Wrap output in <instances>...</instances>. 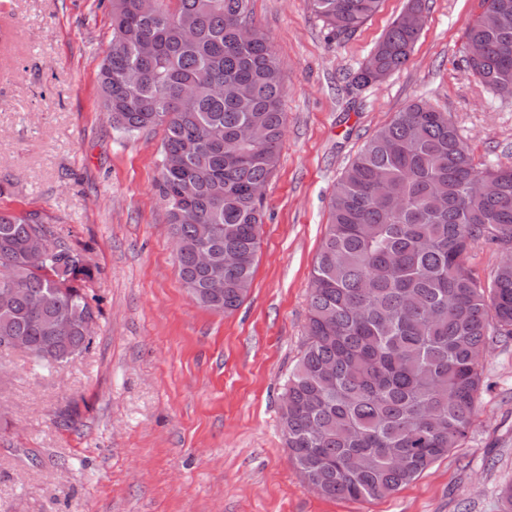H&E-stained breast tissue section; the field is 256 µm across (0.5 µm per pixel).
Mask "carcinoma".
<instances>
[{"instance_id":"1","label":"carcinoma","mask_w":512,"mask_h":512,"mask_svg":"<svg viewBox=\"0 0 512 512\" xmlns=\"http://www.w3.org/2000/svg\"><path fill=\"white\" fill-rule=\"evenodd\" d=\"M251 0H111L112 40L98 84L112 128L160 127L156 190L178 247L179 277L201 307L236 310L253 278L262 189L284 135L280 63L265 35L244 40ZM336 36L354 34L381 0H309ZM465 28L481 49L463 69L512 90V0H482ZM409 0L368 64L400 70L421 33ZM149 50H141V45ZM368 87V68L346 76ZM496 187L477 186L484 175ZM39 232L50 254L31 253ZM224 265L209 292L195 247ZM512 244V166L479 165L448 113L418 101L364 142L329 199L313 269L306 341L288 373L281 426L306 482L329 498H383L462 447L483 386L481 357L512 339V260L488 280L468 264L481 245ZM0 336L46 365L88 351L94 330L54 336L51 321L97 320L95 273L38 211H0Z\"/></svg>"}]
</instances>
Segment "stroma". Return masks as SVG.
<instances>
[{"label": "stroma", "mask_w": 512, "mask_h": 512, "mask_svg": "<svg viewBox=\"0 0 512 512\" xmlns=\"http://www.w3.org/2000/svg\"><path fill=\"white\" fill-rule=\"evenodd\" d=\"M407 3L382 0L339 37L308 0H252L282 67L285 134L251 289L217 313L179 277L155 188L162 130L120 137L103 107L108 0H0V210L41 212L84 247L101 310L92 347L63 367L0 351V512H501L512 341L482 358L463 446L391 497L319 495L281 433L329 196L363 143L421 99L449 114L477 163L512 165V99L462 68L481 0H427L406 66L348 92Z\"/></svg>", "instance_id": "obj_1"}]
</instances>
